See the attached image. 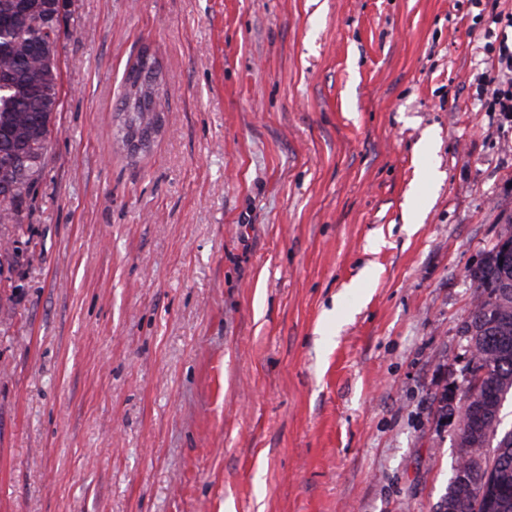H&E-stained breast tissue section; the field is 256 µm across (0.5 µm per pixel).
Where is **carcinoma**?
<instances>
[{"label":"carcinoma","instance_id":"obj_1","mask_svg":"<svg viewBox=\"0 0 512 512\" xmlns=\"http://www.w3.org/2000/svg\"><path fill=\"white\" fill-rule=\"evenodd\" d=\"M58 0H0V224L22 228V206L42 179L52 140L53 119L61 106L59 47L70 30L54 25ZM138 61L124 72L115 111L129 99L139 78ZM136 121L152 124L154 102H136ZM512 219L506 232L469 269L474 305L462 326L471 353L469 371L482 373L475 390H462L464 404L453 407L443 392L444 413H457V465L434 512H482L483 473L474 456L494 461L499 487L496 512H512V428H502L499 396L512 398Z\"/></svg>","mask_w":512,"mask_h":512}]
</instances>
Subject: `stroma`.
I'll use <instances>...</instances> for the list:
<instances>
[{
    "mask_svg": "<svg viewBox=\"0 0 512 512\" xmlns=\"http://www.w3.org/2000/svg\"><path fill=\"white\" fill-rule=\"evenodd\" d=\"M0 224V512H433L512 219V0H74ZM151 46L166 124L113 141ZM431 139L423 155L419 143ZM488 83H508L507 89L497 87L493 89V111L512 112V50L503 45L500 48L498 62H493L490 73L487 75ZM159 132L160 130L156 127L144 131L143 126L139 127L135 123L131 125L130 122H128L125 126V133L127 134L126 144L128 151L133 155L139 154L142 149L146 148L147 145L153 141L154 137Z\"/></svg>",
    "mask_w": 512,
    "mask_h": 512,
    "instance_id": "obj_1",
    "label": "stroma"
}]
</instances>
